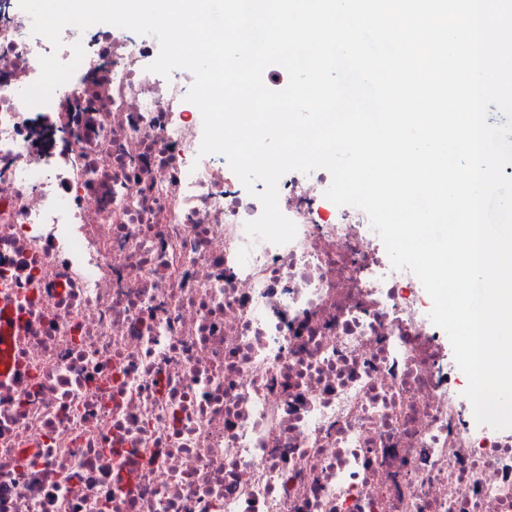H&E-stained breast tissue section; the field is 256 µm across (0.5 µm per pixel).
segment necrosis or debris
<instances>
[{
  "mask_svg": "<svg viewBox=\"0 0 512 512\" xmlns=\"http://www.w3.org/2000/svg\"><path fill=\"white\" fill-rule=\"evenodd\" d=\"M0 11V288L23 323L0 384V512H512V428L477 424L446 333L328 171L278 182L297 226L199 156L190 72L152 37Z\"/></svg>",
  "mask_w": 512,
  "mask_h": 512,
  "instance_id": "4bbe7bcc",
  "label": "necrosis or debris"
}]
</instances>
